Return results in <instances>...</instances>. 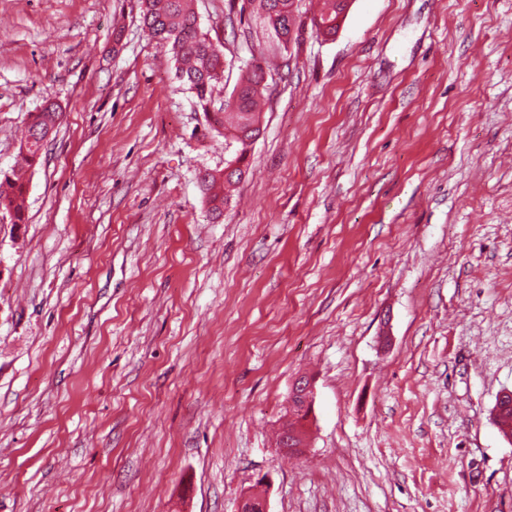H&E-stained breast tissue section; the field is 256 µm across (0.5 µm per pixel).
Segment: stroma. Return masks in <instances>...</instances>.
Masks as SVG:
<instances>
[{
    "instance_id": "1",
    "label": "stroma",
    "mask_w": 512,
    "mask_h": 512,
    "mask_svg": "<svg viewBox=\"0 0 512 512\" xmlns=\"http://www.w3.org/2000/svg\"><path fill=\"white\" fill-rule=\"evenodd\" d=\"M225 92L265 42L195 0ZM269 51L249 172L140 0H0V171L60 105L0 219V512H512V0H318ZM314 382L311 447L277 446ZM342 1L346 0H324L323 9L318 17L313 18L312 25L317 36H336L340 28V16L343 13L344 6ZM61 116L60 107L52 102L46 103L39 112L29 113L28 135L20 144L15 167L11 174H4L2 177L0 173V213L8 214L12 224L25 223V172L37 164L44 142L48 135L51 137L56 131ZM242 170L236 173L225 175L223 172H213L210 170L201 171L198 175L200 184L205 191L206 201L209 211L215 218L220 217L224 213V203L228 201L227 194L221 190L222 184L227 183L228 185L233 184L241 178Z\"/></svg>"
}]
</instances>
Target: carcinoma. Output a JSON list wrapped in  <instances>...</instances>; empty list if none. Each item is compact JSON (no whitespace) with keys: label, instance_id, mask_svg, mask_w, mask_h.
Here are the masks:
<instances>
[{"label":"carcinoma","instance_id":"cac0c4a2","mask_svg":"<svg viewBox=\"0 0 512 512\" xmlns=\"http://www.w3.org/2000/svg\"><path fill=\"white\" fill-rule=\"evenodd\" d=\"M250 14L256 15L282 47L284 37L295 32L294 0H246ZM342 0H324L319 16L312 25L319 36H336L340 28ZM141 23L148 37L167 48L172 55L177 79L189 91L198 108L204 112L206 122L214 131H229L225 145L234 148L232 159L245 163L249 144L241 138L246 121L258 112V104L267 91L268 73L260 59L255 58L245 70L230 95L224 97L219 108H214V92L224 80V46L213 41L190 8L188 0H141ZM62 112L52 102L40 111L28 115V135L20 144L15 167L0 177V213L7 214L14 224L26 220L27 185L25 172L35 166L47 136L59 125ZM241 172L225 174L204 170L198 179L205 191L209 211L215 217L224 213L228 196L221 184H233ZM502 434L512 441V400L508 401L497 417Z\"/></svg>","mask_w":512,"mask_h":512}]
</instances>
